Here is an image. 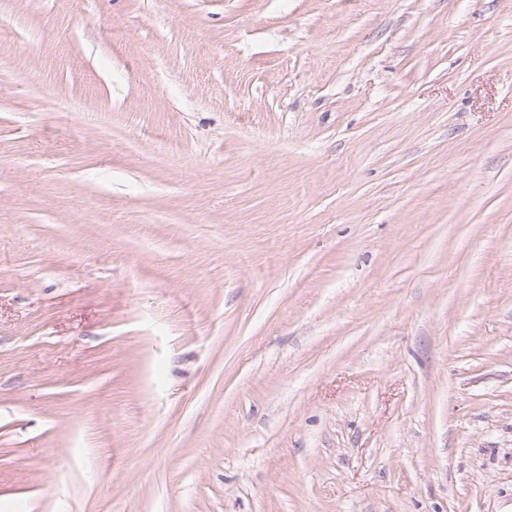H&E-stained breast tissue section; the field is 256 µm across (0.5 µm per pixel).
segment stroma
Masks as SVG:
<instances>
[{
	"label": "stroma",
	"instance_id": "1",
	"mask_svg": "<svg viewBox=\"0 0 512 512\" xmlns=\"http://www.w3.org/2000/svg\"><path fill=\"white\" fill-rule=\"evenodd\" d=\"M0 512H512V0H0Z\"/></svg>",
	"mask_w": 512,
	"mask_h": 512
}]
</instances>
